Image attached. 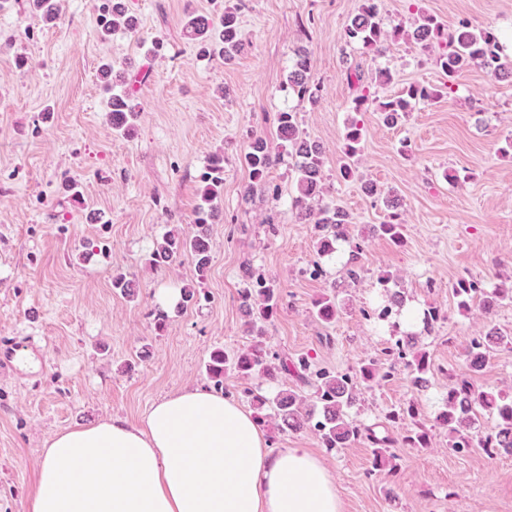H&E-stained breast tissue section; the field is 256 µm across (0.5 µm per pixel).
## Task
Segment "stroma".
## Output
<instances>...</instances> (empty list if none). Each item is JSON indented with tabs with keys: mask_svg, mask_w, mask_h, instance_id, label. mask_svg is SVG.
Listing matches in <instances>:
<instances>
[{
	"mask_svg": "<svg viewBox=\"0 0 512 512\" xmlns=\"http://www.w3.org/2000/svg\"><path fill=\"white\" fill-rule=\"evenodd\" d=\"M135 31L99 33L101 0H61V15L37 22L27 0L0 7V342L41 338L49 364L0 367V512H25L44 442L75 424L117 416L137 422L154 402L188 385H209L212 351L233 354L251 338L240 294L245 270L274 282L279 314L268 326L273 351L313 370L354 373L378 358L394 333L373 313L384 290L402 292L445 320L422 332L429 385L416 390L403 365L364 391L357 424L390 435L392 468L373 467L361 439L327 450L315 432L267 427L273 446L310 448L336 478L344 512H512V453L452 448L436 416L450 380L512 393V347L471 372L465 349L486 326L512 336V301L485 316L462 311L452 293L461 278L488 290L512 286V78L479 64L447 76L443 44L422 50L388 40L382 53L346 43L344 28L363 0H124ZM238 10L240 52L232 61L187 39V13L219 18ZM388 23L412 28L430 15L446 26L468 21L493 30L512 56V0H378ZM308 54L317 100L288 96L287 76ZM125 72L138 115L131 136L115 132L100 86L102 63ZM390 70L380 83L377 72ZM413 84L433 88L388 126L382 102ZM293 110L323 150L325 203L349 216L334 260L320 258L315 225L292 208L293 159L270 170L265 191L247 193L242 162L252 141H275L277 114ZM363 133L358 176L342 180L351 120ZM224 154V192L207 224L211 264L197 281L190 258L153 269L151 252L170 232L192 231L204 172ZM375 182L381 197L361 188ZM78 182L71 193L70 182ZM403 221L396 243L371 234L386 223L384 195ZM359 250L356 278L345 263ZM138 284L128 299L112 287ZM200 282L207 299L154 319L164 289ZM336 293L330 325L310 315L313 300ZM415 403V417L392 413ZM427 432L430 444L401 441Z\"/></svg>",
	"mask_w": 512,
	"mask_h": 512,
	"instance_id": "1",
	"label": "stroma"
}]
</instances>
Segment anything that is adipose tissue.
I'll return each mask as SVG.
<instances>
[{"mask_svg":"<svg viewBox=\"0 0 512 512\" xmlns=\"http://www.w3.org/2000/svg\"><path fill=\"white\" fill-rule=\"evenodd\" d=\"M26 512H344L306 448H274L252 410L195 385L44 445Z\"/></svg>","mask_w":512,"mask_h":512,"instance_id":"ef3b65f1","label":"adipose tissue"}]
</instances>
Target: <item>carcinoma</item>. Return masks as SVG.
I'll list each match as a JSON object with an SVG mask.
<instances>
[{
    "instance_id": "obj_1",
    "label": "carcinoma",
    "mask_w": 512,
    "mask_h": 512,
    "mask_svg": "<svg viewBox=\"0 0 512 512\" xmlns=\"http://www.w3.org/2000/svg\"><path fill=\"white\" fill-rule=\"evenodd\" d=\"M32 14L44 23L55 21L59 15L58 0H29ZM133 28L131 19L125 17L120 4L105 9L101 24V34L108 36L116 28ZM185 30L193 41L209 42L218 48L229 60L238 50L239 20L232 8L224 10L220 23L204 15L187 16ZM408 37L424 47L435 39H441L449 51L439 59L441 69L448 75L463 70L472 63H478L490 76L501 78L512 75V61L503 54V48L497 36L488 29L476 30L466 21L453 27H445L431 16H422L412 32H407L401 25L385 30L382 17L378 13L375 0H364L358 14L353 16L344 29V38L349 43L360 44L364 48L381 52V44L388 36ZM311 60L308 56L300 57L288 74L287 88L299 99L315 94L310 84ZM102 87L108 94L109 114L112 128L120 133L129 131L130 122L136 116L135 106L129 93L123 87L124 80L113 77V68L109 63L101 67ZM437 96L432 89L419 84L409 86L403 95L390 99L381 105L383 120L388 125H395L404 117L411 103L428 101ZM362 128L352 121L345 134V156L350 159L360 151ZM298 158L297 196L292 207L299 219L311 220L326 233L318 238L317 250L321 255L336 252V241L343 238L348 215L341 209L329 205L313 206L325 193L323 179V159L320 145L303 137L296 113L285 111L278 113L277 142L271 144L259 138L255 140L244 155V163L250 170L249 190L266 187L269 170L281 163L284 156ZM201 207L196 224V231L191 235L169 234L158 243L151 254L152 263L162 268L183 254L191 256L197 279H205L211 262L207 241V217L211 216L217 202L224 192V155L215 154L210 158L206 172L202 175ZM373 231L399 243L402 240L400 214L393 212L390 220L373 228ZM250 287L242 294L245 315L248 317L253 341L244 351L229 355L218 349L211 353L207 371L218 389L224 386V374L236 371L242 375L260 374L270 380L278 377V355L266 343L267 323L276 317L279 300L274 285L261 275L247 272ZM452 292L458 299V307L468 310L470 302L480 298V305L489 314L506 298H512V289L496 288L490 292L481 289L475 282L461 278L452 286ZM341 306L336 295H324L313 302L312 315L322 323L330 324L340 315ZM417 334L412 330L403 332L394 346L387 348L386 356L404 360V365L411 377V383L423 388L428 383L426 377L428 360L426 354L414 351ZM512 344L511 336L500 334L492 327L482 337L470 342L466 349V359L473 371L482 370L489 353L502 346ZM301 379L308 380L307 372L311 363L301 357L292 363ZM313 372V371H311ZM313 401L307 400L291 390H280L271 395L259 390L249 391L254 407L259 411L270 409L273 418L283 431H302L312 429L319 436L324 447L333 450L344 448L350 443L367 436L378 445L375 451L374 465L380 466L385 460L383 445L390 442L387 437L379 438L368 428H364L349 418V408L359 399L361 388L378 378L385 377L382 364L370 361L362 365L353 374H331L315 371ZM486 411L494 415L497 423L491 429L476 427V417ZM439 424L448 428L453 438L454 448H480L486 452L502 449L512 451V396L501 390L477 389L467 380H462L448 387V394L443 408L438 413Z\"/></svg>"
}]
</instances>
